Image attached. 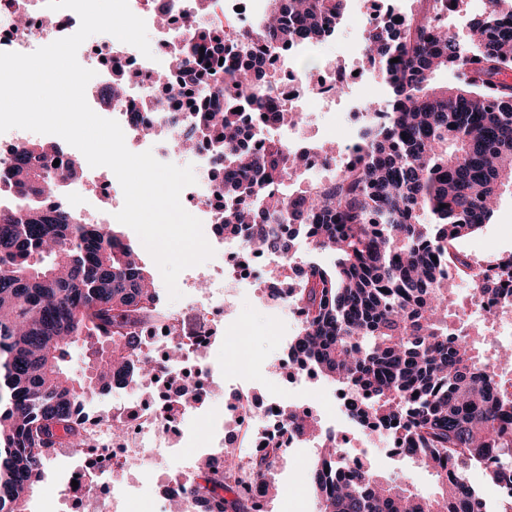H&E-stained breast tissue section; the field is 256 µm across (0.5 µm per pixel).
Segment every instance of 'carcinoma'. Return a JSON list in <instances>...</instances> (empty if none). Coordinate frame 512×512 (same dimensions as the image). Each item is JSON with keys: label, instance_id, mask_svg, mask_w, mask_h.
Instances as JSON below:
<instances>
[{"label": "carcinoma", "instance_id": "obj_1", "mask_svg": "<svg viewBox=\"0 0 512 512\" xmlns=\"http://www.w3.org/2000/svg\"><path fill=\"white\" fill-rule=\"evenodd\" d=\"M346 8L347 0H269L252 34L195 24L175 51L178 77L159 73L157 88L177 101L193 93L184 145L210 143L224 199L219 234L246 231L285 261L301 238L336 257L332 267L285 265L274 276L272 292L304 313L289 372L312 368L344 387L352 417L388 431L441 488L420 497L357 460L342 471L328 437L310 476L321 512H487L467 472L512 487V378L483 355L492 326L448 308V268L512 309V253L489 262L498 270L490 279L456 247L492 221L512 188V10L471 21L466 39L378 20L366 30L364 57L388 90L384 118L361 131L355 165L289 192L306 150L264 136L296 116L261 86L255 42L263 54L322 43ZM198 56L224 61L201 70ZM444 69L461 74L433 85ZM250 128L264 138L256 149L246 144ZM54 151L45 141L12 149L0 174V195L11 199L0 204V512H27L50 455L84 441L82 406L114 380L156 371L131 361L152 275L121 232L83 224L54 203L55 177L71 181L81 168L76 156L46 167ZM78 343L91 368L84 377L62 369ZM285 423L301 437L317 432L291 409ZM257 483L275 488L267 458L241 467L226 455L202 464L183 494L197 512H253Z\"/></svg>", "mask_w": 512, "mask_h": 512}]
</instances>
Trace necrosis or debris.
Returning <instances> with one entry per match:
<instances>
[{"mask_svg": "<svg viewBox=\"0 0 512 512\" xmlns=\"http://www.w3.org/2000/svg\"><path fill=\"white\" fill-rule=\"evenodd\" d=\"M131 11L143 18L147 29L157 37L152 57H144L132 45L113 41L112 56L125 70L139 77L141 82L171 65L177 42L197 12L198 0H169L166 17H159L149 0H129ZM26 16L27 26L16 25L18 16ZM9 17V31L13 35L12 51L30 53L38 46L47 45L79 26L78 15L69 9L53 11L46 0H0V17ZM386 20L427 21L442 27L448 19L446 0H398L388 9ZM343 67L327 69L322 82H311L296 70L277 72L273 98L279 107L295 109L302 99L312 97L323 108L336 102L337 89L345 88ZM114 120L121 125L126 144L152 151L163 163L172 162L181 153L183 129L171 125L165 113L148 112L143 122L131 121L121 106L111 108ZM195 157L201 167L200 176L186 195L187 210L198 218L204 228H212L223 220L222 188L213 175L212 160L206 145H198ZM256 258L264 271L279 269L280 258L258 252L247 235L226 241L221 253L222 261L212 268L197 272L186 279L182 290L186 300L199 315L194 333H186L181 310L171 307L166 300V289L157 286L153 301L144 317L137 356L149 360L164 355L171 340H178L182 348L179 363L168 370L169 376L194 371V387L203 391L215 390V378L223 369V348L217 346L210 335L216 330V320L232 313V300L242 284L238 267L243 256ZM239 351L233 359L232 379L228 392L230 400L224 411H204L198 403L186 404L185 410L195 419L204 420L211 428L208 440L197 439L192 433L181 431L174 419L168 418L166 404L182 400L181 387L164 391L160 406L135 413L128 412L127 398L147 387L144 379L134 378L113 382L109 395L111 409L100 404L85 407L86 440L75 449H58L61 457L81 454L85 463L70 474L71 485L65 486L63 501L91 503L94 512H126L129 502L147 500L151 512H169L173 499L181 497L182 487L194 476L202 456L221 458L225 446H234L240 462L247 463L261 457L266 447H278V457L272 465H280L282 458L293 449L306 447L305 439L287 431L280 414L282 408L293 406L307 410L303 389L286 396L271 390L261 403L253 401V387L258 384L260 361L251 353L249 337L238 339ZM182 440L191 451L184 462L171 460L175 440ZM138 463V477H131L129 466Z\"/></svg>", "mask_w": 512, "mask_h": 512, "instance_id": "obj_1", "label": "necrosis or debris"}]
</instances>
